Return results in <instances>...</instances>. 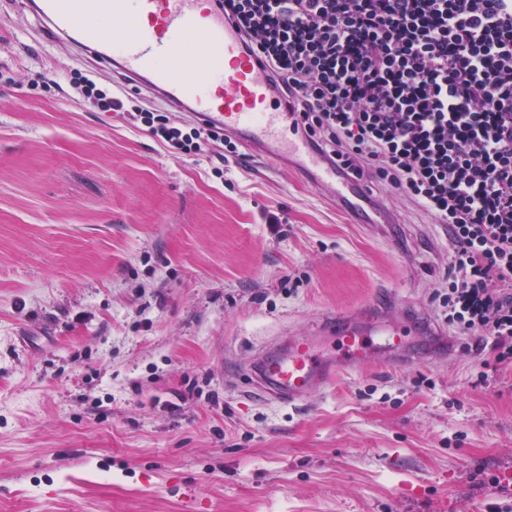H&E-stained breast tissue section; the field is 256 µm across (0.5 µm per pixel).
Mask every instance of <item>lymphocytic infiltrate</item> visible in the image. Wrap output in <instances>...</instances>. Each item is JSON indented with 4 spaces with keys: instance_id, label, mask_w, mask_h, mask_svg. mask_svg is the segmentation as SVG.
<instances>
[{
    "instance_id": "lymphocytic-infiltrate-1",
    "label": "lymphocytic infiltrate",
    "mask_w": 512,
    "mask_h": 512,
    "mask_svg": "<svg viewBox=\"0 0 512 512\" xmlns=\"http://www.w3.org/2000/svg\"><path fill=\"white\" fill-rule=\"evenodd\" d=\"M217 2L317 151L447 225L444 320L511 365L512 0ZM68 87L182 155L237 151L223 128L175 122L91 74Z\"/></svg>"
}]
</instances>
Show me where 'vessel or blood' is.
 Segmentation results:
<instances>
[{
    "label": "vessel or blood",
    "instance_id": "vessel-or-blood-1",
    "mask_svg": "<svg viewBox=\"0 0 512 512\" xmlns=\"http://www.w3.org/2000/svg\"><path fill=\"white\" fill-rule=\"evenodd\" d=\"M30 10L52 38L75 46L85 39L88 21L110 23L112 34L98 43L93 59L112 61L127 80L146 84L174 111L223 125L266 163L287 165L354 223H372L363 206L371 194L368 180L345 178L306 135L294 131L287 105L270 91L263 59L245 50L211 0H32ZM367 316L364 308L330 314L320 328L329 351L307 338H290L284 350L257 358L252 383L270 400L292 407L366 365H409L401 333L374 342L364 325Z\"/></svg>",
    "mask_w": 512,
    "mask_h": 512
}]
</instances>
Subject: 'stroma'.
I'll return each instance as SVG.
<instances>
[{
    "instance_id": "1",
    "label": "stroma",
    "mask_w": 512,
    "mask_h": 512,
    "mask_svg": "<svg viewBox=\"0 0 512 512\" xmlns=\"http://www.w3.org/2000/svg\"><path fill=\"white\" fill-rule=\"evenodd\" d=\"M74 69L112 82L0 0V512H512V366L482 340L295 409L243 371L383 292L444 327L448 228L378 183L389 223L354 224L289 169L178 154L62 92Z\"/></svg>"
}]
</instances>
